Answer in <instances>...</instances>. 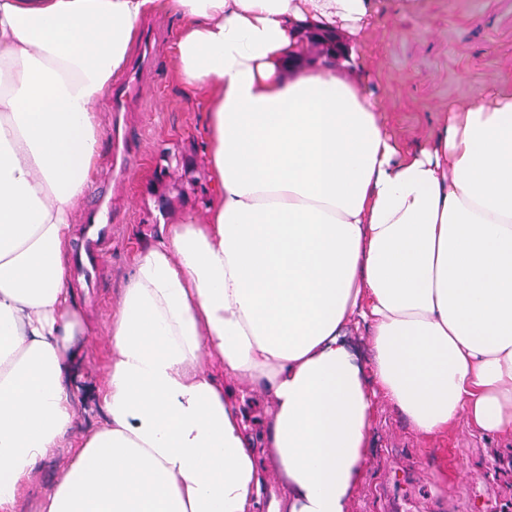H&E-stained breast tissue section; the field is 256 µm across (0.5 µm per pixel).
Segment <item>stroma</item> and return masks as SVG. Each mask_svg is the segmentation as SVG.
Listing matches in <instances>:
<instances>
[{"label": "stroma", "instance_id": "stroma-1", "mask_svg": "<svg viewBox=\"0 0 512 512\" xmlns=\"http://www.w3.org/2000/svg\"><path fill=\"white\" fill-rule=\"evenodd\" d=\"M138 24L157 39L154 65L139 77L127 120L139 154L126 182H95L111 195L118 228L97 301L76 294L86 318L100 325L120 298L137 249L187 216L203 217L211 197L206 104L176 78L171 58L181 19L148 15ZM365 38L368 88L386 112L387 131L412 146L429 140L442 112L512 80V0H378ZM103 358L97 337H84L71 376L82 432L103 420L91 366ZM351 512H512V435L486 436L462 424L446 442L428 441L381 406Z\"/></svg>", "mask_w": 512, "mask_h": 512}]
</instances>
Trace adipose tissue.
I'll return each mask as SVG.
<instances>
[{
    "mask_svg": "<svg viewBox=\"0 0 512 512\" xmlns=\"http://www.w3.org/2000/svg\"><path fill=\"white\" fill-rule=\"evenodd\" d=\"M376 0H0V512H350L380 404L512 434V82L403 144L367 90ZM178 14L213 201L139 249L75 435L64 255L96 104ZM343 35L303 62L305 31Z\"/></svg>",
    "mask_w": 512,
    "mask_h": 512,
    "instance_id": "adipose-tissue-1",
    "label": "adipose tissue"
}]
</instances>
